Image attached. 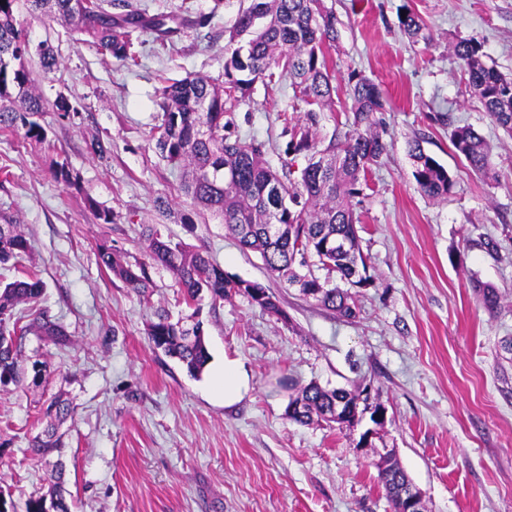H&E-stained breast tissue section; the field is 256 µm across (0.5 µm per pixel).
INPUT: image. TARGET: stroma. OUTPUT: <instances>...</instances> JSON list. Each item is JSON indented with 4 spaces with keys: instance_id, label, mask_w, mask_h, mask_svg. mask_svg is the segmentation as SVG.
I'll return each instance as SVG.
<instances>
[{
    "instance_id": "35a3bbf8",
    "label": "stroma",
    "mask_w": 512,
    "mask_h": 512,
    "mask_svg": "<svg viewBox=\"0 0 512 512\" xmlns=\"http://www.w3.org/2000/svg\"><path fill=\"white\" fill-rule=\"evenodd\" d=\"M150 15L177 14V33L144 34L141 64L127 69L98 53L70 26L34 22L32 43H51L60 70L32 71L46 102L67 97L71 119L44 112L43 142L0 136V216L17 218L33 246L26 267L45 284L39 309L64 324L67 345L28 335L24 360L47 363L40 388L0 389V486L16 504L48 494L43 459L29 443L46 424L40 409L60 395L76 414L63 425L65 488L73 512H391L361 434L391 448L426 496L429 512H512V138L467 87L451 46L474 37L487 63L512 76V0H325L338 39L327 53L338 86L358 71L381 86L386 145L368 188L353 202L366 230L360 247L375 284L358 291L348 321L303 297L243 250L218 220L192 212L180 172L154 148L161 113L157 76L219 77L224 37L247 0H131ZM426 25L411 41L403 9ZM214 13L211 26L195 18ZM287 85L256 82L235 112L240 134L266 145L280 168ZM450 122H442V115ZM469 125L491 146V181L472 172L452 144ZM100 139L106 157L88 144ZM421 140L447 168L446 199L425 196L412 176L409 145ZM67 163L75 183L55 181ZM93 199L112 213L98 220ZM209 252L229 275L274 293L287 321L243 295L189 307L173 275L154 267L150 295H138L96 263L97 245L144 260L145 228ZM501 296L488 311L475 287ZM165 310L185 326L202 322L210 356L240 359L252 389L224 408L175 358L150 344L147 327ZM370 381L387 415L353 429L300 425L285 410L296 386Z\"/></svg>"
}]
</instances>
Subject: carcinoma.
<instances>
[{"label": "carcinoma", "instance_id": "obj_1", "mask_svg": "<svg viewBox=\"0 0 512 512\" xmlns=\"http://www.w3.org/2000/svg\"><path fill=\"white\" fill-rule=\"evenodd\" d=\"M399 24L408 37H424L421 18L407 10ZM33 20L61 19L87 37L97 52L108 54L122 66L138 63L133 32L149 31L162 40L172 28L167 17L147 19L129 0H0V133L25 141L41 142L46 130L38 121L46 111L43 97L34 89L26 67L35 55L46 74L57 70V55L46 42L32 48L19 17ZM334 12L324 0H249L242 8L224 45V78L160 77L161 118L153 128L158 153L183 170L181 191L195 211L219 218L244 250L256 252L266 269L289 285L301 283L300 293L344 318L356 317V301L348 290L316 277L317 265L339 275L351 286L372 283L360 251L363 230L352 201L386 150L377 131L376 114L384 111V92L359 72L348 76L352 100V131L321 135V112L332 109L338 93L325 50L336 46L338 30ZM472 93L493 123L512 136V77L485 62L483 44L462 38L451 47ZM288 82L293 99L305 109L296 118H283L281 137L286 139V159L272 168L264 159L265 144L236 131L235 107L252 85ZM451 143L471 168L486 180L494 177L485 139L470 126L455 128ZM306 165L294 169L295 158ZM412 176L419 190L442 199L454 186L448 170L427 154L419 142L410 146ZM147 260L130 264L119 252L100 244L98 266L141 294L153 287L150 268L161 266L172 273L189 306L207 293L212 300L245 295L251 304L283 316L276 296L264 285L229 277L224 269L198 248L174 242L150 229L145 235ZM30 243L11 222L0 224V266L21 264ZM45 285L34 272L10 282L0 280V376L19 386L26 379L39 385L47 364L38 359L23 364L22 349L32 332L55 346L67 342L61 324L40 311L29 322L20 305L36 303ZM488 310L500 307V295L491 285H477ZM153 347L177 358L193 376L202 373L209 353L200 325L184 327L160 314L148 326ZM368 386L328 390L316 383L302 387L287 406L288 419L302 425L314 421L336 422L341 402L354 407L367 401ZM74 414L68 402L53 397L43 412L47 428L32 446L44 456H62L64 444L56 424ZM385 496L398 509V490L411 482L396 460L377 467ZM51 497L29 498L25 512H72L63 494L64 469L58 461L49 474Z\"/></svg>", "mask_w": 512, "mask_h": 512}]
</instances>
